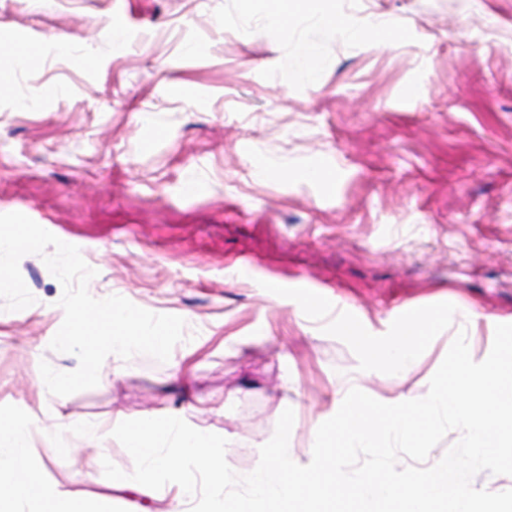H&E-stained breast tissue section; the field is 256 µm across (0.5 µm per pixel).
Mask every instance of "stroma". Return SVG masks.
<instances>
[{"label":"stroma","instance_id":"35a3bbf8","mask_svg":"<svg viewBox=\"0 0 512 512\" xmlns=\"http://www.w3.org/2000/svg\"><path fill=\"white\" fill-rule=\"evenodd\" d=\"M343 12L296 0L281 38L240 0H0V67L15 71L0 91V214L31 213L77 246L94 298L186 322L167 362L107 360L97 387L52 395L40 362L78 366L49 347L62 287L41 256L21 259L35 302L0 306V420L28 423L59 491L158 512L111 493L102 467L133 471L111 431L148 412L232 436L245 475L290 408L289 446L308 464L309 430L346 380L387 404L422 398L459 330L480 362L512 324V0H356L351 22L374 28L361 38L322 21ZM30 40L38 61L16 66ZM406 308L433 324L398 383L366 347L397 336ZM77 422L104 427L97 447Z\"/></svg>","mask_w":512,"mask_h":512}]
</instances>
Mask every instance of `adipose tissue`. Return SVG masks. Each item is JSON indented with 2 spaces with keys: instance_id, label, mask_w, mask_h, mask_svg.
Listing matches in <instances>:
<instances>
[{
  "instance_id": "adipose-tissue-1",
  "label": "adipose tissue",
  "mask_w": 512,
  "mask_h": 512,
  "mask_svg": "<svg viewBox=\"0 0 512 512\" xmlns=\"http://www.w3.org/2000/svg\"><path fill=\"white\" fill-rule=\"evenodd\" d=\"M420 329L409 326L390 341L370 345L369 361L396 379L411 373L417 364ZM30 433L25 422L0 421V512H112V500L87 502L46 484L32 464Z\"/></svg>"
}]
</instances>
